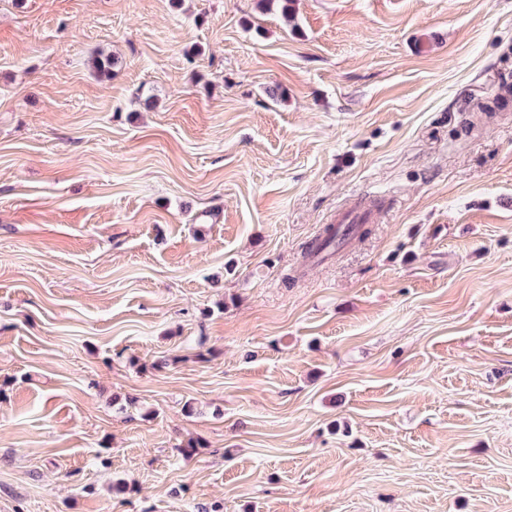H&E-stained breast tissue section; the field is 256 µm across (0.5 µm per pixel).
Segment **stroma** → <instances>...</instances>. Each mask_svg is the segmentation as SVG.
<instances>
[{
    "label": "stroma",
    "instance_id": "stroma-1",
    "mask_svg": "<svg viewBox=\"0 0 512 512\" xmlns=\"http://www.w3.org/2000/svg\"><path fill=\"white\" fill-rule=\"evenodd\" d=\"M294 9L0 0V512H512V0ZM375 211L368 207L349 208L341 212L336 222L327 224L321 235L311 241L305 250V258L313 261H323L339 251L341 245L349 237H363L370 233L368 227L374 222ZM348 224V225H346Z\"/></svg>",
    "mask_w": 512,
    "mask_h": 512
}]
</instances>
